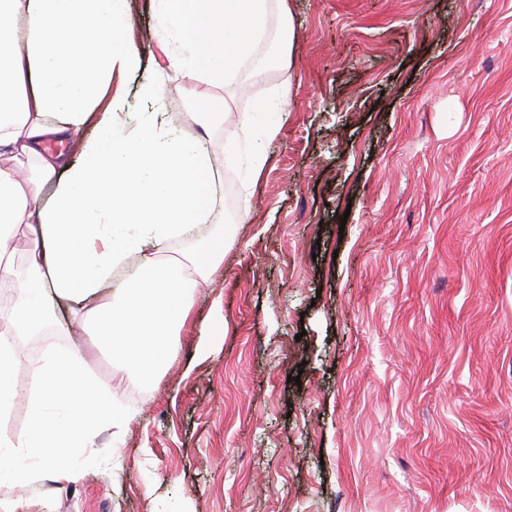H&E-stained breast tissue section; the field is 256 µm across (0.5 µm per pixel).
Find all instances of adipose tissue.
<instances>
[{
  "label": "adipose tissue",
  "mask_w": 512,
  "mask_h": 512,
  "mask_svg": "<svg viewBox=\"0 0 512 512\" xmlns=\"http://www.w3.org/2000/svg\"><path fill=\"white\" fill-rule=\"evenodd\" d=\"M129 2L0 0V155L12 160L0 166V291L20 296L0 330V415L24 388L11 339L35 322L91 323L89 343L107 345L146 380L175 358L183 329L197 328L205 351L223 328L216 317L195 323L190 298L222 264L223 245L183 259L162 254L205 223L212 192L210 157L167 120L164 87L173 76L234 79L271 14L291 38L288 0H151L163 61L139 95L152 108L121 121L124 81L142 64ZM49 140L78 141L79 152L43 153ZM20 234L32 246L19 258L10 243ZM122 264L132 272L119 282L113 272ZM25 388L27 428L0 435V505L27 483L30 463L56 482L75 480L76 459L97 433L129 421L88 376L77 347L51 352Z\"/></svg>",
  "instance_id": "obj_1"
}]
</instances>
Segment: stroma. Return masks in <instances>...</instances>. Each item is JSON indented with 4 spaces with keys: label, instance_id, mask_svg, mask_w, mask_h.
Returning a JSON list of instances; mask_svg holds the SVG:
<instances>
[{
    "label": "stroma",
    "instance_id": "1",
    "mask_svg": "<svg viewBox=\"0 0 512 512\" xmlns=\"http://www.w3.org/2000/svg\"><path fill=\"white\" fill-rule=\"evenodd\" d=\"M290 7L262 81L166 84L186 137L224 110L201 235L224 261L193 293L223 336L183 330L153 384L93 351L129 424L7 512H512V0ZM274 99L249 193L239 117Z\"/></svg>",
    "mask_w": 512,
    "mask_h": 512
}]
</instances>
